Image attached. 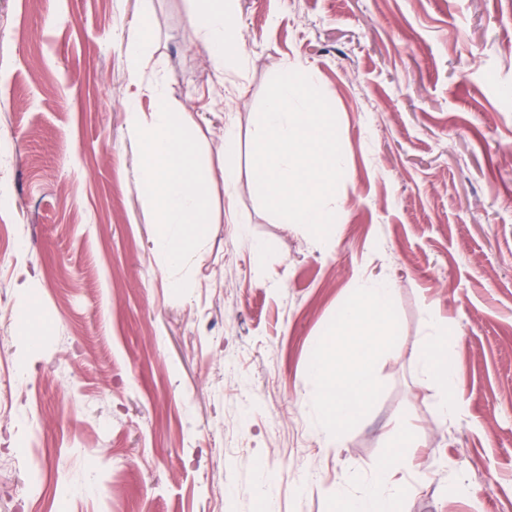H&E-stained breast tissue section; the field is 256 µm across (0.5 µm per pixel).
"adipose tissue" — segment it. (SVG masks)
Instances as JSON below:
<instances>
[{
  "instance_id": "adipose-tissue-1",
  "label": "adipose tissue",
  "mask_w": 512,
  "mask_h": 512,
  "mask_svg": "<svg viewBox=\"0 0 512 512\" xmlns=\"http://www.w3.org/2000/svg\"><path fill=\"white\" fill-rule=\"evenodd\" d=\"M192 2L203 41L216 61L227 65L240 62L236 0ZM153 98L156 109L151 121H144L142 113L128 110L127 130L140 155L136 186L139 195L152 206L156 246L171 264L177 265L197 244L208 222L204 192L215 174H222L225 184L234 183L237 151L234 141H227L220 171L200 164L195 143L163 87L154 89ZM394 293L390 281H358L353 300L337 310L328 339L312 351L308 373L320 388L323 420L336 432H343L362 416L375 388L373 360L377 349L393 333ZM416 362L425 378L453 386L454 365L441 337H433L420 349ZM413 442L412 434H402L398 450L360 494L338 492L337 512H401L402 491L390 474L398 470L406 448Z\"/></svg>"
}]
</instances>
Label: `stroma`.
I'll return each instance as SVG.
<instances>
[{
	"mask_svg": "<svg viewBox=\"0 0 512 512\" xmlns=\"http://www.w3.org/2000/svg\"><path fill=\"white\" fill-rule=\"evenodd\" d=\"M236 20L243 58L220 68L189 0H0V512H255L266 487L277 512H334L407 429L404 512H512V0H237ZM286 69L337 118L323 242L258 198L259 107ZM157 83L201 162L221 166L227 128L239 149L175 268L125 127ZM367 277L393 282L394 331L330 447L307 365ZM438 330L449 389L414 357ZM147 39V25L145 23H141L134 27L128 35L125 47V56L128 76L132 83H137L139 81L142 69L141 48Z\"/></svg>",
	"mask_w": 512,
	"mask_h": 512,
	"instance_id": "1",
	"label": "stroma"
}]
</instances>
